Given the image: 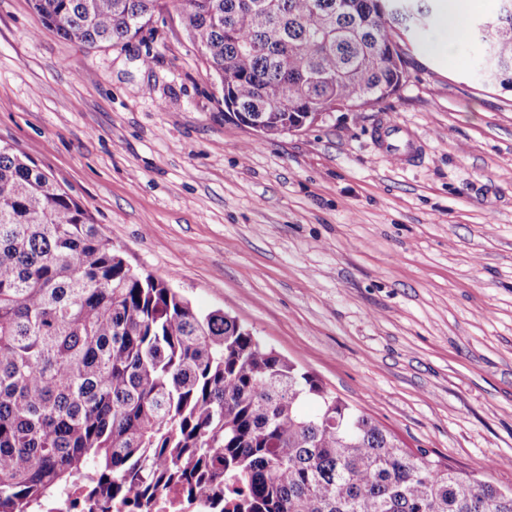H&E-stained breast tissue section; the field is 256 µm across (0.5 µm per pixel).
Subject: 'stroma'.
Segmentation results:
<instances>
[{
	"label": "stroma",
	"mask_w": 512,
	"mask_h": 512,
	"mask_svg": "<svg viewBox=\"0 0 512 512\" xmlns=\"http://www.w3.org/2000/svg\"><path fill=\"white\" fill-rule=\"evenodd\" d=\"M454 57L440 0L402 33L382 109L275 139L231 118L176 11L127 45L0 0V142L29 154L136 272L221 309L407 447L512 488V90ZM409 134L394 162L376 132Z\"/></svg>",
	"instance_id": "35a3bbf8"
}]
</instances>
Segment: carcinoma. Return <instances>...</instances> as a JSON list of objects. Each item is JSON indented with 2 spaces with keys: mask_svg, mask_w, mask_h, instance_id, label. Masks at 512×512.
Listing matches in <instances>:
<instances>
[{
  "mask_svg": "<svg viewBox=\"0 0 512 512\" xmlns=\"http://www.w3.org/2000/svg\"><path fill=\"white\" fill-rule=\"evenodd\" d=\"M31 0L42 24L125 45L174 8L207 74L281 136L289 113L399 95L396 28L429 0ZM481 34V77L512 90V0ZM173 486L215 512H512V490L411 450L371 416L168 281L133 271L91 215L0 144V512L80 491L154 512Z\"/></svg>",
  "mask_w": 512,
  "mask_h": 512,
  "instance_id": "carcinoma-1",
  "label": "carcinoma"
}]
</instances>
